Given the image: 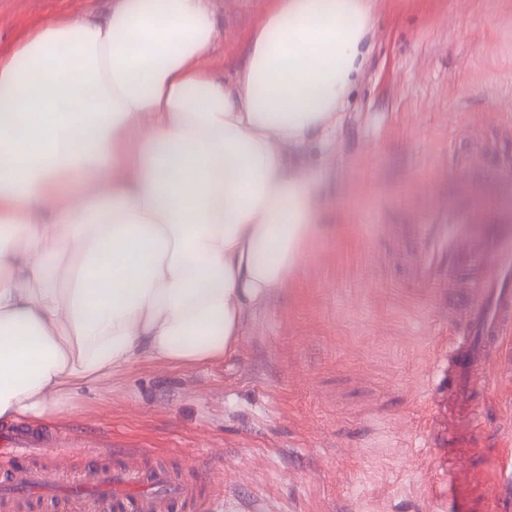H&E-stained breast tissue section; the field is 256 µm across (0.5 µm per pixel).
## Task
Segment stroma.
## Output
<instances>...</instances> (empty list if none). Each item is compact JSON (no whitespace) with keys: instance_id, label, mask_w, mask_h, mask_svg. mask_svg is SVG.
<instances>
[{"instance_id":"obj_1","label":"stroma","mask_w":512,"mask_h":512,"mask_svg":"<svg viewBox=\"0 0 512 512\" xmlns=\"http://www.w3.org/2000/svg\"><path fill=\"white\" fill-rule=\"evenodd\" d=\"M269 0H211L208 60L231 78ZM108 0H0V52ZM303 160L323 233L237 350L193 367L139 359L33 424L70 474L99 455L191 477L200 512H438L417 428L448 299L407 285L413 225L512 226V0H375L372 50L333 141Z\"/></svg>"}]
</instances>
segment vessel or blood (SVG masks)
Returning <instances> with one entry per match:
<instances>
[{
	"label": "vessel or blood",
	"mask_w": 512,
	"mask_h": 512,
	"mask_svg": "<svg viewBox=\"0 0 512 512\" xmlns=\"http://www.w3.org/2000/svg\"><path fill=\"white\" fill-rule=\"evenodd\" d=\"M471 224L451 216L416 225L406 260L412 287L453 299L448 337L434 350L429 405L419 422L433 446L457 451L445 460L447 484L428 489L446 512H470L457 492L460 479L479 486L493 506L512 484V448L503 452L498 477L474 464L477 413L490 401L493 377L512 370V354L505 350L512 342V242L473 232ZM47 448L27 432L10 435L0 460V512H34L40 502L51 512H197L201 504L195 483L164 467L92 464L80 482H66L59 469L31 464Z\"/></svg>",
	"instance_id": "1"
}]
</instances>
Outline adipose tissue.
I'll return each instance as SVG.
<instances>
[{
  "instance_id": "obj_1",
  "label": "adipose tissue",
  "mask_w": 512,
  "mask_h": 512,
  "mask_svg": "<svg viewBox=\"0 0 512 512\" xmlns=\"http://www.w3.org/2000/svg\"><path fill=\"white\" fill-rule=\"evenodd\" d=\"M373 30L374 0H271L227 81L208 0H110L0 53V423L236 349L320 237L301 156Z\"/></svg>"
}]
</instances>
